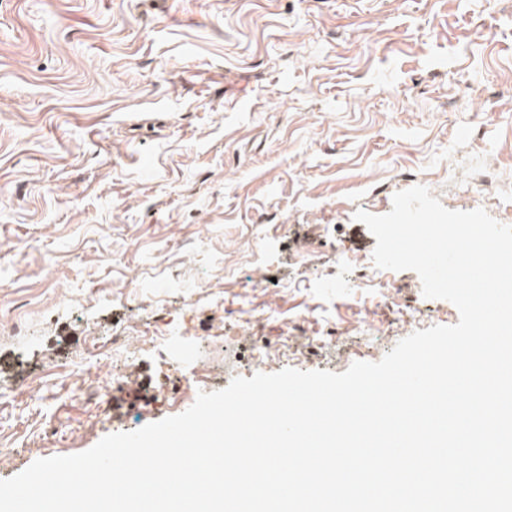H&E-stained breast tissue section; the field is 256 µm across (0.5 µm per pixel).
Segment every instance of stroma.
I'll return each instance as SVG.
<instances>
[{"instance_id":"1","label":"stroma","mask_w":512,"mask_h":512,"mask_svg":"<svg viewBox=\"0 0 512 512\" xmlns=\"http://www.w3.org/2000/svg\"><path fill=\"white\" fill-rule=\"evenodd\" d=\"M453 71L480 112L449 111ZM458 156L512 225V0H0V315L25 325L0 339V480L238 376L379 361L402 311L458 323L416 272L387 271L395 309L344 262L375 274L354 215L398 191L469 210ZM147 315L194 359L113 352Z\"/></svg>"}]
</instances>
